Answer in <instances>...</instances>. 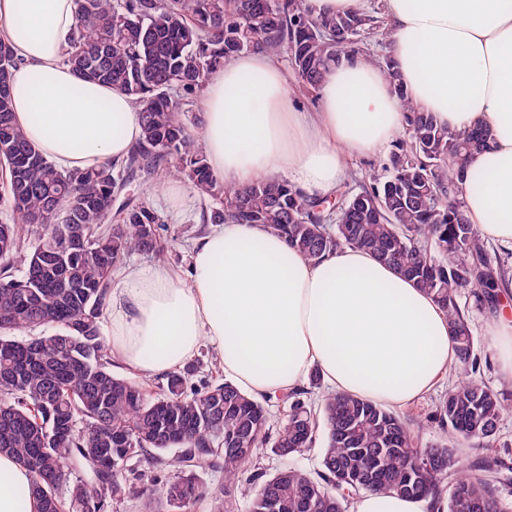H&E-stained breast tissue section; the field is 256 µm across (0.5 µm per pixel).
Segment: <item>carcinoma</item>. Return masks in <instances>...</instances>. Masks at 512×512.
<instances>
[{"label":"carcinoma","mask_w":512,"mask_h":512,"mask_svg":"<svg viewBox=\"0 0 512 512\" xmlns=\"http://www.w3.org/2000/svg\"><path fill=\"white\" fill-rule=\"evenodd\" d=\"M66 57L81 78L101 81L141 106L142 137L119 165L60 171L12 121L16 64L0 39V453L32 474L42 512H109L146 501L148 512H234L232 501L199 482L217 471L225 487L250 492L248 512H348L350 496L387 491L447 512H512L500 493L512 454L470 462L462 445L487 446L512 403L480 376L465 295L494 306L504 261L470 224L463 180L486 145L482 129L452 131L405 94L392 57L383 71L405 112L392 171L336 202L312 198L286 180L246 187L211 171L184 106L224 62L263 51L285 59L301 85L318 89L357 38L378 28L365 12L317 15L309 0H75ZM128 171L153 183L189 181L208 201L207 224H263L309 260L362 248L430 293L448 314L465 379L448 389L433 420L453 443L428 448L397 413L361 398L331 395L318 405L298 388L284 395L288 416L272 430L268 408L232 382L188 388L193 368L166 375L154 393L112 374L101 334L109 276L129 254L161 259L163 220L137 203L112 211L113 190ZM66 223L53 224L57 213ZM21 275H12L14 263ZM53 327L48 336L17 334ZM327 428L321 469L285 467L265 477L258 450L281 457L312 447ZM223 444L224 454L210 449ZM146 466L128 467L133 460ZM177 466V476L162 473Z\"/></svg>","instance_id":"carcinoma-1"}]
</instances>
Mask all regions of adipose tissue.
Listing matches in <instances>:
<instances>
[{
	"instance_id": "1",
	"label": "adipose tissue",
	"mask_w": 512,
	"mask_h": 512,
	"mask_svg": "<svg viewBox=\"0 0 512 512\" xmlns=\"http://www.w3.org/2000/svg\"><path fill=\"white\" fill-rule=\"evenodd\" d=\"M384 16L409 98L448 129L488 132L467 175V214L482 239L512 249V0H385ZM74 26V0H0L17 60L13 119L63 171L121 162L142 134L130 96L67 64ZM202 106L207 161L224 183L283 178L311 196L335 193L349 157L381 152L405 125L382 68L360 55L329 70L314 112L298 108L265 53L213 72ZM190 266L186 279L159 262L116 276L109 346L128 368L161 375L207 343L250 396L291 391L316 371L330 392L397 410L453 365L444 310L366 251L312 262L264 225L227 222L194 241ZM0 512H40L29 471L3 453Z\"/></svg>"
}]
</instances>
